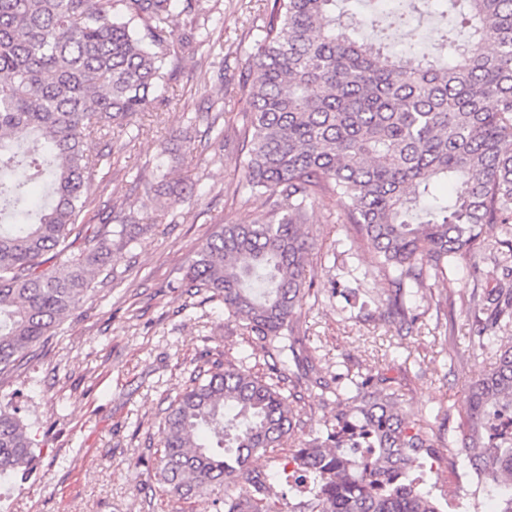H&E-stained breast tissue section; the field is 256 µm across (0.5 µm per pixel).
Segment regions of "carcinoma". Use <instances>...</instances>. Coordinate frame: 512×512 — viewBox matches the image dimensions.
<instances>
[{"label":"carcinoma","instance_id":"carcinoma-1","mask_svg":"<svg viewBox=\"0 0 512 512\" xmlns=\"http://www.w3.org/2000/svg\"><path fill=\"white\" fill-rule=\"evenodd\" d=\"M436 2L458 25L419 61L353 37L351 0H273L263 37L238 80V145L245 186L266 197L251 224L217 227L182 269L177 287L207 293L242 322L268 356L296 353L294 319L309 295L313 237L307 212L326 197L357 228L372 268L391 275L381 316L399 328L416 318L405 288L447 277L448 264L484 248L501 224L506 282L473 295L478 347L512 322V0H394L374 7L372 30L407 25ZM0 0V374L18 370L90 290L87 268L112 238L130 243L150 224L83 223L97 174L112 153L88 143L112 136L176 78L180 53L209 38L203 0ZM188 29L179 39L176 30ZM461 181L464 193L434 194ZM159 199L183 194L165 179ZM83 239L65 273L45 255ZM165 410L154 482L180 500L225 486L224 512H442L421 488L440 449L465 454L475 472L512 490V346L465 389L458 436L445 442L426 417L407 418L382 373L288 376L205 360ZM335 397V421L304 440L295 403L302 384ZM0 409V480L27 478L40 441ZM288 447H283V443ZM284 454L275 476L252 467ZM244 484L243 495L232 487Z\"/></svg>","mask_w":512,"mask_h":512}]
</instances>
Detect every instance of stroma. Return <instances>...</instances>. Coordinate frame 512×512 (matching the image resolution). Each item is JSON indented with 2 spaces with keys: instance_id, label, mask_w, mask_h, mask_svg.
I'll list each match as a JSON object with an SVG mask.
<instances>
[{
  "instance_id": "35a3bbf8",
  "label": "stroma",
  "mask_w": 512,
  "mask_h": 512,
  "mask_svg": "<svg viewBox=\"0 0 512 512\" xmlns=\"http://www.w3.org/2000/svg\"><path fill=\"white\" fill-rule=\"evenodd\" d=\"M265 17V0H218L209 28L224 44L226 75L186 54L176 80L158 91L162 105L140 113L119 137L90 144V151H111L112 168L97 181L86 223H101L118 207L151 230L134 244L113 243L87 300L44 338L28 368L0 376V399L20 394L23 420L42 440L28 478L0 485V512H216L223 490L183 501L151 474L164 411L205 358L260 369L268 361L222 303L172 285L214 225L251 223L266 205L241 186V116L227 114L212 130L194 120L211 102L234 95ZM447 25L427 15L421 25L388 32L385 41L420 52L440 43ZM183 136L195 143L221 139L225 147L218 155L210 149L160 155L161 142ZM158 174L181 182L190 195L158 201L147 190ZM340 213L324 200L305 226L316 246L308 271L314 285L296 319L303 349L325 377L348 363L365 374L388 369L409 418L435 417L455 430L454 402L486 368L470 356L469 296L497 287L501 268L485 251L458 258L444 280L411 289L406 304L419 320L413 333H397L379 318L388 283L370 273L367 252L352 251L354 230ZM425 481L445 489L444 512H485L487 500L503 496L475 480L462 453L436 463Z\"/></svg>"
}]
</instances>
